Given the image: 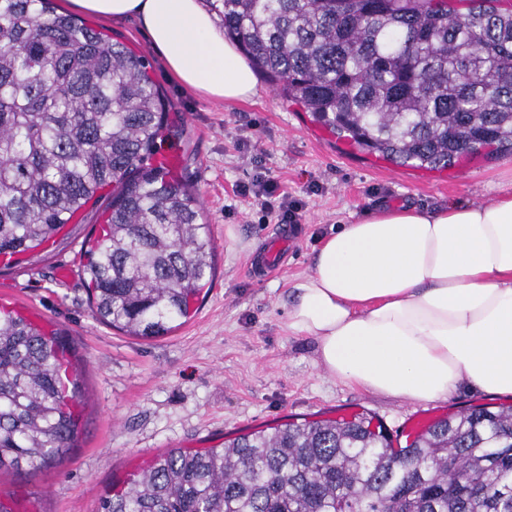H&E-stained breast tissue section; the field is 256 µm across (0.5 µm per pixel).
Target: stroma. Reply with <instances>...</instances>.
Listing matches in <instances>:
<instances>
[{
    "mask_svg": "<svg viewBox=\"0 0 512 512\" xmlns=\"http://www.w3.org/2000/svg\"><path fill=\"white\" fill-rule=\"evenodd\" d=\"M88 23L142 55L169 101L180 131L161 136L156 150L180 152L174 174L201 197L216 246L213 274L196 311L170 335L144 340L99 323L81 254L92 226L106 216L108 189L85 207L67 239L0 269V304L21 308L71 341L85 399L68 459L1 474L0 495L24 512H101L110 489H126L173 448H220L250 431L362 413L396 442L417 414L439 419L458 408L512 405L511 397L476 392L423 405L344 385L317 367L312 338L286 329L290 292L309 273L322 237L384 206L480 204L511 192L512 152L465 158L443 172L396 166L336 142L266 78L252 99L210 101L179 88L136 20ZM260 173L302 204L299 238L269 275L254 274L252 263L276 225L260 223L257 200L243 191Z\"/></svg>",
    "mask_w": 512,
    "mask_h": 512,
    "instance_id": "1",
    "label": "stroma"
}]
</instances>
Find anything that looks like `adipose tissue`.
I'll return each instance as SVG.
<instances>
[{"mask_svg": "<svg viewBox=\"0 0 512 512\" xmlns=\"http://www.w3.org/2000/svg\"><path fill=\"white\" fill-rule=\"evenodd\" d=\"M137 18L177 84L239 101L258 90L238 45L204 0H65ZM288 330L317 343L330 378L436 403L470 390L512 396V192L436 210L366 212L326 236L292 291Z\"/></svg>", "mask_w": 512, "mask_h": 512, "instance_id": "obj_1", "label": "adipose tissue"}]
</instances>
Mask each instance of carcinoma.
I'll list each match as a JSON object with an SVG mask.
<instances>
[{"label":"carcinoma","instance_id":"obj_1","mask_svg":"<svg viewBox=\"0 0 512 512\" xmlns=\"http://www.w3.org/2000/svg\"><path fill=\"white\" fill-rule=\"evenodd\" d=\"M257 71L336 139L445 169L512 151V9L498 0H205ZM164 100L144 58L52 0H0V254L31 253L112 186L84 272L95 315L151 339L212 273L195 192L146 161ZM64 344L0 310V473L61 464L79 425ZM102 512H512V407L392 446L364 417L175 448Z\"/></svg>","mask_w":512,"mask_h":512}]
</instances>
